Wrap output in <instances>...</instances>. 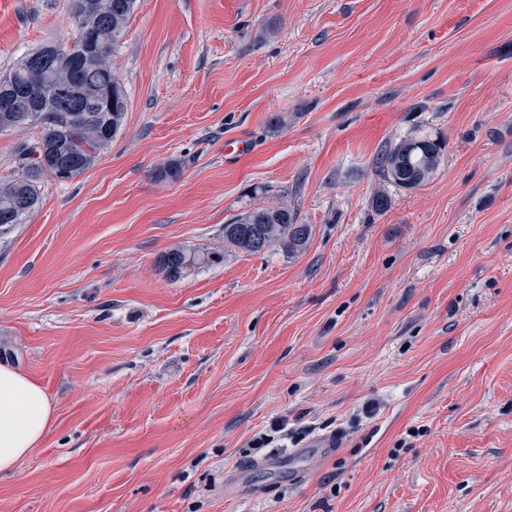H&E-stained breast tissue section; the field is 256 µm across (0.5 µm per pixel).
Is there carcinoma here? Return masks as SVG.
Masks as SVG:
<instances>
[{
  "label": "carcinoma",
  "instance_id": "1",
  "mask_svg": "<svg viewBox=\"0 0 512 512\" xmlns=\"http://www.w3.org/2000/svg\"><path fill=\"white\" fill-rule=\"evenodd\" d=\"M94 11L75 2V22L82 25L71 43L62 42L38 64L39 89L32 92L33 54H24L0 75V102L10 100V120L0 132L42 126L33 147L18 157V176L0 181V240L9 236L39 205L40 180L75 178L96 163L122 128L128 111L123 85L112 69V51L128 31L137 0H88ZM447 143L439 135L419 130L389 145L375 160L382 177L400 187L421 185L434 175ZM312 238L309 224L298 223L288 201L252 208L224 225V242L247 254L274 246L291 256L304 253ZM223 259L221 254L177 247L163 253L160 264L172 280L200 265Z\"/></svg>",
  "mask_w": 512,
  "mask_h": 512
}]
</instances>
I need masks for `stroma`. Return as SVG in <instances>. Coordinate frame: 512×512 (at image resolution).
Returning <instances> with one entry per match:
<instances>
[{
	"label": "stroma",
	"mask_w": 512,
	"mask_h": 512,
	"mask_svg": "<svg viewBox=\"0 0 512 512\" xmlns=\"http://www.w3.org/2000/svg\"><path fill=\"white\" fill-rule=\"evenodd\" d=\"M73 12L0 0V72ZM112 62L122 130L0 241V364L54 409L0 512H512V0H139ZM419 128L434 176L386 182ZM281 199L305 253L225 248ZM446 146L441 136L419 130L387 146L377 156L375 166L387 182L400 187L418 186L434 175ZM216 255V258H212ZM223 256L215 252H199L196 249L177 247L163 253L160 264L169 279H179L187 271L200 265H208L219 262Z\"/></svg>",
	"instance_id": "1"
}]
</instances>
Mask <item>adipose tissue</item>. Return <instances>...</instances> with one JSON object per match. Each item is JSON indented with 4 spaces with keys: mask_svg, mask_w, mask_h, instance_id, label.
Wrapping results in <instances>:
<instances>
[{
    "mask_svg": "<svg viewBox=\"0 0 512 512\" xmlns=\"http://www.w3.org/2000/svg\"><path fill=\"white\" fill-rule=\"evenodd\" d=\"M44 389L7 364H0V475L14 473L38 448L53 422Z\"/></svg>",
    "mask_w": 512,
    "mask_h": 512,
    "instance_id": "adipose-tissue-1",
    "label": "adipose tissue"
}]
</instances>
